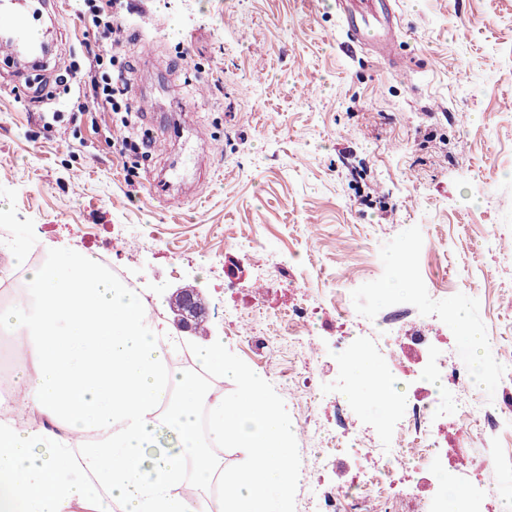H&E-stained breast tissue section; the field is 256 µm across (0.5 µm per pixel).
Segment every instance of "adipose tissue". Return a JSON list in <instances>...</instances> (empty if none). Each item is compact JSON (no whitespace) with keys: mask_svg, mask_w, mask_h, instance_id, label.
Wrapping results in <instances>:
<instances>
[{"mask_svg":"<svg viewBox=\"0 0 512 512\" xmlns=\"http://www.w3.org/2000/svg\"><path fill=\"white\" fill-rule=\"evenodd\" d=\"M11 259L31 297L0 308V332L27 359L0 388V512H289L294 429L221 337L184 373L168 363L173 328L147 322L140 296L94 255ZM202 373L242 389L237 404L211 407L204 435ZM215 445L247 449L242 469L226 476Z\"/></svg>","mask_w":512,"mask_h":512,"instance_id":"obj_1","label":"adipose tissue"}]
</instances>
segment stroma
Listing matches in <instances>:
<instances>
[{
  "instance_id": "35a3bbf8",
  "label": "stroma",
  "mask_w": 512,
  "mask_h": 512,
  "mask_svg": "<svg viewBox=\"0 0 512 512\" xmlns=\"http://www.w3.org/2000/svg\"><path fill=\"white\" fill-rule=\"evenodd\" d=\"M56 2L44 64L0 60V228L35 224L66 248L83 235L84 250L111 249L113 264L161 296L198 281L204 296L220 295L234 278L229 302L251 315L257 344L240 343L220 321L211 333L227 358L263 375L293 426V512H307L324 475L322 441L303 433L305 417L318 410L332 430L336 410L294 396L283 372L348 382L342 399L360 402L369 426L385 408L363 369L379 361L258 350L274 343L275 314L292 290L272 289L254 316L238 241L268 244L297 287L325 304L318 336L347 329L344 296L371 307L354 284L380 276L388 294L409 292L414 270L396 256L414 239L437 244L448 306L481 339L459 346L470 390L492 403L512 391V0H397L396 69L341 49L333 0H143L120 50L157 147L132 187L108 113L92 118L78 105L73 73L88 66L79 43L92 31L74 0ZM186 124L214 144L205 168L191 194L154 195L151 176L179 157L173 130ZM117 224L138 227V251L109 248ZM174 262L182 273L167 277ZM498 420L469 450L472 470L486 468L491 448L509 460L493 473L482 512L512 500V415Z\"/></svg>"
}]
</instances>
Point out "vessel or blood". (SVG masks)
Segmentation results:
<instances>
[{
  "mask_svg": "<svg viewBox=\"0 0 512 512\" xmlns=\"http://www.w3.org/2000/svg\"><path fill=\"white\" fill-rule=\"evenodd\" d=\"M336 15L345 32L350 52H370L395 62L402 40V23L396 0H334ZM32 0H5L0 5V30L9 31L0 41V58L11 60L19 46L37 47L44 29L36 24Z\"/></svg>",
  "mask_w": 512,
  "mask_h": 512,
  "instance_id": "obj_1",
  "label": "vessel or blood"
}]
</instances>
